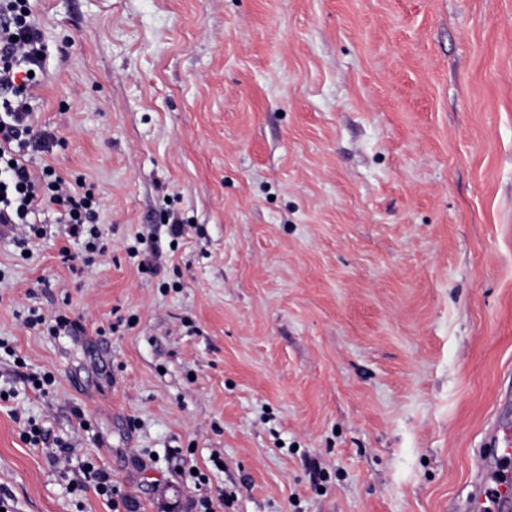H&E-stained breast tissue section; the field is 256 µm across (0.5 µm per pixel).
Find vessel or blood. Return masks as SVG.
Wrapping results in <instances>:
<instances>
[{
  "label": "vessel or blood",
  "mask_w": 512,
  "mask_h": 512,
  "mask_svg": "<svg viewBox=\"0 0 512 512\" xmlns=\"http://www.w3.org/2000/svg\"><path fill=\"white\" fill-rule=\"evenodd\" d=\"M492 463H481L470 512H512V437L493 429L487 438Z\"/></svg>",
  "instance_id": "1"
}]
</instances>
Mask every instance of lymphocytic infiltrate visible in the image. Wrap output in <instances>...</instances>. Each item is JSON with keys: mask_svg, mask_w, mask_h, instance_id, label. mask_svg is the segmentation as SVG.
<instances>
[{"mask_svg": "<svg viewBox=\"0 0 512 512\" xmlns=\"http://www.w3.org/2000/svg\"><path fill=\"white\" fill-rule=\"evenodd\" d=\"M31 0H0V224H20L41 236V211L56 207L63 233L87 237L99 251L98 203L82 184L68 183L35 153L52 148L56 136L34 123L33 100L47 47L29 13Z\"/></svg>", "mask_w": 512, "mask_h": 512, "instance_id": "1", "label": "lymphocytic infiltrate"}]
</instances>
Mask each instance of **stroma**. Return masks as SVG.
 I'll return each mask as SVG.
<instances>
[{
    "label": "stroma",
    "mask_w": 512,
    "mask_h": 512,
    "mask_svg": "<svg viewBox=\"0 0 512 512\" xmlns=\"http://www.w3.org/2000/svg\"><path fill=\"white\" fill-rule=\"evenodd\" d=\"M33 11L34 111L60 141L38 159L99 200L105 250L53 210L28 246L0 232L11 512H194L201 491L462 512L487 428L512 426V0ZM32 308L84 332L27 327ZM87 457L115 502L77 491Z\"/></svg>",
    "instance_id": "obj_1"
}]
</instances>
